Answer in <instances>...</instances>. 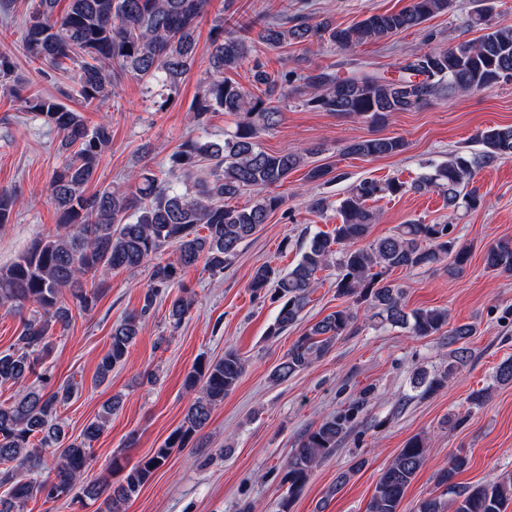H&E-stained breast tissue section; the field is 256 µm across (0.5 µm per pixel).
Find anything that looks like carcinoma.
Listing matches in <instances>:
<instances>
[{"mask_svg": "<svg viewBox=\"0 0 512 512\" xmlns=\"http://www.w3.org/2000/svg\"><path fill=\"white\" fill-rule=\"evenodd\" d=\"M208 3L69 0L67 10L60 13L58 0H35L24 48L30 58L57 70L76 66L78 94L87 107L95 108L107 99L116 76L129 72L147 89L155 90L154 105L162 111L193 66L194 34ZM451 7L452 0H410L397 12L372 14L345 28L327 20H300L285 27L261 19L257 36L273 47L328 41L340 50H350L398 32L421 29ZM467 25L483 34L454 42L446 49L418 50L397 64L395 78L364 68L343 77L328 68L272 73L264 63L255 61L251 91L227 73L247 60L246 33L254 22L239 24L233 30L218 21L212 31L205 86L190 109L191 120L203 126L210 113L231 112L238 116V122L221 142L189 137L170 155L169 172L190 179L183 190L143 166L122 184L87 192L111 142L110 122L104 118L90 128L82 112L55 97L21 98L23 111L62 133L58 150L65 159L53 172L48 187L58 214L55 233L35 240L12 263L0 267V308L34 307L15 342L0 352V385L19 387L11 404L0 405V485L8 486L5 497H0V512H20L25 502L38 495L47 501L70 495L76 499L78 490L90 499L103 498L104 512H125V505L172 453L188 447L244 373V360L236 350L226 349L224 358L217 361L202 358L187 372L183 387L192 396L191 403L181 425L151 457L132 466L114 488L84 486L81 479L91 466V444L103 434L121 400L112 399L102 414L85 425L79 439L63 444L64 435L54 417L57 408L71 400L73 391L69 386L44 391L50 378L41 372L54 326L68 325L74 309L91 310L112 272L150 268L141 308L112 326L109 350L96 369L95 382L103 383L112 369L125 362L157 298L171 297L169 319L173 327L189 318L193 301L182 280L185 268L201 263L214 277L224 274L239 245L285 203L275 188L291 172L308 167L305 180L309 183L322 182L330 173L322 165L309 166L307 158L319 153L317 149L303 154L288 150L268 153L260 147L259 136L281 123L288 100L312 111L379 124L394 112H412L446 95H464L511 81L512 28L493 25L489 12L480 7L469 15ZM475 140L480 146L478 152H457L448 161L432 165L429 173L410 185L395 178H364L351 185L336 206L340 223L333 234L314 235L303 245L298 263L285 273L267 263L254 270L249 283L253 295H268L277 304L268 332L272 337L301 320L319 286L317 274L329 264L336 266V293L351 301L296 340L276 367L275 380L303 371L340 337L355 332L361 305L379 324L406 328L413 336L446 331L448 344L456 349L439 376L428 381L421 374L414 380L425 391L443 385L468 361L470 351L464 343L473 335L474 326H448V312L440 308H407L406 287L387 280V274L395 269L441 265L450 274L461 271L469 261L470 250L455 234V225L413 220L369 241L378 214L368 202L433 190L443 195L453 213L477 209L483 198L472 187L476 170L512 157V126L482 130ZM405 149L406 142L400 137H375L354 140L344 151L375 158ZM258 190L264 191L261 198L250 205H237V199ZM17 201L14 191L0 189L1 230L9 223ZM168 244L175 245V256L164 263L154 262L156 253ZM484 263L492 272L511 275L512 239L489 243ZM174 288L179 289L175 295L171 294ZM32 376L40 379L41 385H27ZM363 405L360 398L304 434L284 463L288 496L281 501L280 512H289L293 495L303 488L313 470L334 454ZM427 455L426 437L418 434L407 440L380 474L365 512H399ZM11 462L32 471L46 469L48 475L41 480L19 479L9 467ZM468 465V457L453 454L448 466L436 476L437 485L454 495L453 512H504L512 499V476L462 485L456 477Z\"/></svg>", "mask_w": 512, "mask_h": 512, "instance_id": "obj_1", "label": "carcinoma"}]
</instances>
